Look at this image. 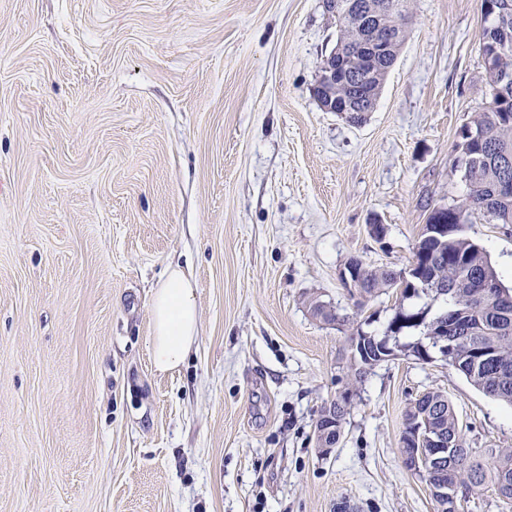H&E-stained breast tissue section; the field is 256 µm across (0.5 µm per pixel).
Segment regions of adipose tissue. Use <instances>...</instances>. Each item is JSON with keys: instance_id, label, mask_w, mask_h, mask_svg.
I'll return each mask as SVG.
<instances>
[{"instance_id": "1", "label": "adipose tissue", "mask_w": 512, "mask_h": 512, "mask_svg": "<svg viewBox=\"0 0 512 512\" xmlns=\"http://www.w3.org/2000/svg\"><path fill=\"white\" fill-rule=\"evenodd\" d=\"M150 354L157 372L178 368L198 334L196 286L177 267L169 268L150 299Z\"/></svg>"}]
</instances>
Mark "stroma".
Listing matches in <instances>:
<instances>
[{
	"label": "stroma",
	"instance_id": "obj_1",
	"mask_svg": "<svg viewBox=\"0 0 512 512\" xmlns=\"http://www.w3.org/2000/svg\"><path fill=\"white\" fill-rule=\"evenodd\" d=\"M409 10L355 124L312 93L324 0H0V512H437L399 454L429 390L468 447L512 448V406L445 362L347 375L349 334L383 335L400 294L357 309L345 262L410 267L467 193L457 131L490 100L482 0ZM466 232L511 286L512 224ZM173 264L198 336L162 375L150 299ZM327 406V405H326ZM324 406L323 409L326 407ZM328 406H333L336 410V419H334L332 414H325L323 418H321V413L319 418L316 420V426L314 430L316 447L321 455L326 456L331 453L332 449L336 447V437L339 436V432L336 429V424L339 425L342 434L343 427L345 423V416L348 411V401L345 405H341L336 401H331ZM321 418V419H320ZM320 420V422H319Z\"/></svg>",
	"mask_w": 512,
	"mask_h": 512
}]
</instances>
